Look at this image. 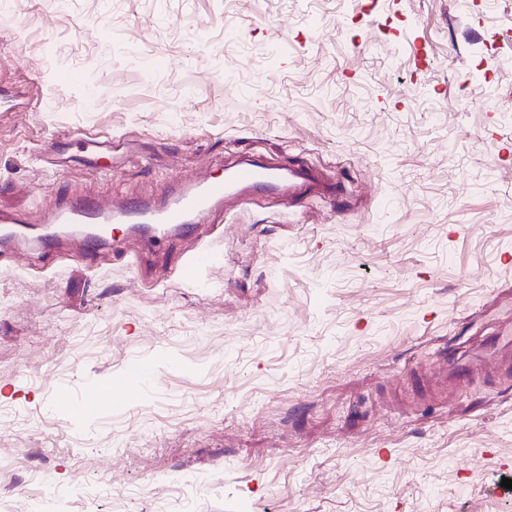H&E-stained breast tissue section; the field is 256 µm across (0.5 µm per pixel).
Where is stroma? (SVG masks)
I'll list each match as a JSON object with an SVG mask.
<instances>
[{
  "mask_svg": "<svg viewBox=\"0 0 512 512\" xmlns=\"http://www.w3.org/2000/svg\"><path fill=\"white\" fill-rule=\"evenodd\" d=\"M511 28L512 0L0 8L1 215L243 157L330 186L157 247L1 243L0 512H512V362L447 386L438 354L512 329ZM121 386L115 383L112 388V384L102 387H92L87 390L83 399V407L86 412L90 413L96 410L101 403L108 402L112 404V401H117L118 396L121 392Z\"/></svg>",
  "mask_w": 512,
  "mask_h": 512,
  "instance_id": "35a3bbf8",
  "label": "stroma"
}]
</instances>
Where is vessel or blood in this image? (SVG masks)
I'll return each mask as SVG.
<instances>
[{
	"instance_id": "obj_1",
	"label": "vessel or blood",
	"mask_w": 512,
	"mask_h": 512,
	"mask_svg": "<svg viewBox=\"0 0 512 512\" xmlns=\"http://www.w3.org/2000/svg\"><path fill=\"white\" fill-rule=\"evenodd\" d=\"M316 177L308 169L293 168L289 172L258 163L247 162L229 168L224 177L210 178L172 187L161 203L136 201L118 207L94 200L73 197L50 213L43 214L45 224H89L96 240L108 238L116 224H141L155 240L173 234L191 232L197 224L212 215L225 197L244 193L276 192L299 201L310 193ZM512 352V335L500 333L487 337L470 354H455L447 360L445 378L460 381L472 370L475 362L503 360ZM120 386L93 387L83 399L86 412H93L101 403L117 400Z\"/></svg>"
}]
</instances>
